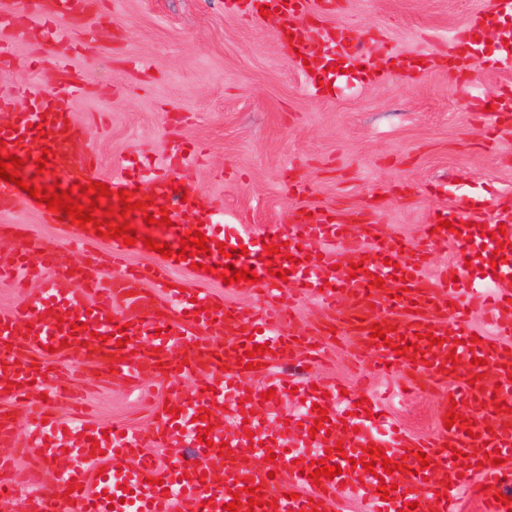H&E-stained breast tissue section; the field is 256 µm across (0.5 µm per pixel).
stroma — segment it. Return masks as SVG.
I'll return each instance as SVG.
<instances>
[{
	"label": "stroma",
	"mask_w": 512,
	"mask_h": 512,
	"mask_svg": "<svg viewBox=\"0 0 512 512\" xmlns=\"http://www.w3.org/2000/svg\"><path fill=\"white\" fill-rule=\"evenodd\" d=\"M338 13L302 16L300 29L339 24L365 39L370 55L416 54L444 44L491 0H341ZM98 15L111 18L90 49L46 51L40 71L30 60L38 49L19 44L12 64L0 69V97L25 109L33 85L50 88L59 58H67L88 85L72 104L101 172L123 176L130 154H148L165 167L174 137L194 141L196 158L172 172L208 211L224 222L284 224L307 207L372 210L388 232L414 239L433 212L459 195L512 193V128L494 126L465 110L446 64L391 74L376 84L340 78L334 95L311 96V79L294 66L293 48L252 0H99ZM145 61L131 69V59ZM18 224L29 253L67 237L26 205L0 211V226ZM127 264H149L187 292L223 295L224 282L188 269H170L157 256L132 252ZM77 401L94 422H122L142 430L157 421L145 395L163 401L165 383L146 379L143 390L108 382L102 369L67 354ZM443 394L421 390L392 401L396 422L427 434ZM29 448L13 469L14 512H24L36 487L54 468L38 465Z\"/></svg>",
	"instance_id": "stroma-1"
}]
</instances>
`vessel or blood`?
I'll list each match as a JSON object with an SVG mask.
<instances>
[{
  "label": "vessel or blood",
  "instance_id": "1",
  "mask_svg": "<svg viewBox=\"0 0 512 512\" xmlns=\"http://www.w3.org/2000/svg\"><path fill=\"white\" fill-rule=\"evenodd\" d=\"M310 0H288L280 13L282 31L295 29ZM512 14V0H497L490 16L476 15L454 32L452 70L466 74L474 67L501 70L512 66V32L509 49L495 56L476 54L473 37L499 17ZM93 0H22L20 6L0 7V32L12 41L53 46L77 35L91 42L98 22ZM319 50L298 46L299 54L316 58L319 65L346 67L364 63L368 82H378L376 66L363 50V41L341 26H328L317 33ZM54 93L33 89L28 107L0 124V140L6 151L18 157L39 158L35 138L46 132L44 147L56 154H71L75 168L56 171L62 188L71 183L87 185L107 181L110 190H126L130 200L149 201L135 219L167 213L173 224L165 228L161 241L178 245L187 232L196 230L207 238L211 255L199 261L249 268L258 275L262 291L260 305L245 307L218 300L200 291L190 295L170 287L154 268L122 266L129 249L118 239H107L105 254L92 253L87 264L94 270L71 269L65 248H56L41 263L30 264L25 245L11 255H0V277L15 279L25 291L21 306L13 314L0 315V363L6 364L13 389L0 386V447L17 442L14 417L7 405L39 389L51 400L67 398L68 367L45 361L46 350L68 340L70 349L81 350L85 359L110 370L112 379L137 387L148 376L167 383V403L159 408V421L151 433L112 424H68L59 422L50 410L31 421L30 438L42 449L43 461L70 455L85 461L82 469L59 467L56 479L31 496L26 512H224L226 504L239 499L238 512L249 499L245 481L259 486L270 503L252 512H344L356 503L359 512H403L415 503L414 512H459L464 496L476 498L481 512H512L498 501V494L512 485V194L493 201L481 219H474L470 197L441 209L442 220L452 230L430 233L422 230L410 241L388 233L368 210L335 215L316 208L311 214L297 212L290 223L276 224L258 232H226L214 218L199 219L192 202L174 193L168 174L152 178L149 191L138 188L136 173L105 179L87 134L73 119L71 103L85 95L86 83L75 76L66 61L56 65ZM459 99L467 111L483 114L493 106L494 118L512 116V88L477 98L461 87ZM44 222L61 224L79 239L94 235L93 226L77 227L71 216L48 210L46 204L28 199ZM505 229L503 243L490 235ZM327 245L322 257L312 256L311 242ZM247 254L232 258L216 253L217 243ZM283 243L290 260H271L265 243ZM456 248L452 262L437 273H429L428 258L438 246ZM502 250L504 258L493 261ZM481 265L482 273L470 275L469 265ZM287 270V278L270 272ZM381 277L383 287L373 286ZM317 299L331 320L324 339L346 337L357 355L369 357L379 370L404 372L415 385L434 389L447 385L452 369L469 377L491 371L499 385L497 393L463 383L452 388V398L441 410L457 406L473 422L472 432L458 426H437L426 437L409 432L387 434L381 428L382 407L378 396L370 406L356 404L335 384L313 385L298 378L296 369L313 362L319 343L295 337L290 322L297 302ZM482 314L487 327L472 323ZM79 329H72V322ZM380 323L385 338L372 337L373 323ZM124 333L125 347H117L115 333ZM440 337L430 344L425 333ZM264 345L259 371L244 369L247 350ZM406 347L397 355L396 347ZM423 360H415L416 351ZM454 362H447V355ZM479 364H472V357ZM265 377L254 384L255 374ZM195 375L200 387L192 393L179 388L182 376ZM301 398V411L289 414L280 402L289 390ZM271 399H263V392ZM503 408H496V400ZM327 421H320V414ZM205 416L213 429L209 443L198 440L197 416ZM223 427H216V419ZM278 434L255 446L268 422ZM227 451H220V443ZM383 447L391 461H405V472L378 479L364 467H352L368 444ZM167 449L166 461L141 455L146 445ZM451 446L466 453L457 461L442 451ZM426 454L429 465L421 467L417 457ZM498 454L500 465L484 463V456ZM327 459L340 466V475L313 484L314 463ZM396 484L389 498H382L380 483Z\"/></svg>",
  "mask_w": 512,
  "mask_h": 512
}]
</instances>
